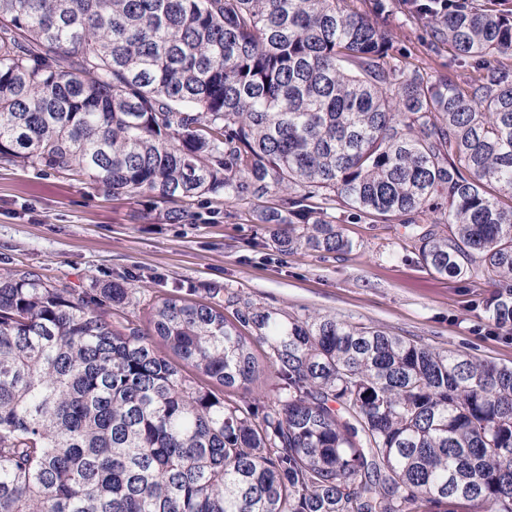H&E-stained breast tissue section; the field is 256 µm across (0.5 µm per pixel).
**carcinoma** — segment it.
Returning <instances> with one entry per match:
<instances>
[{"instance_id":"obj_1","label":"carcinoma","mask_w":512,"mask_h":512,"mask_svg":"<svg viewBox=\"0 0 512 512\" xmlns=\"http://www.w3.org/2000/svg\"><path fill=\"white\" fill-rule=\"evenodd\" d=\"M400 8L448 73L387 0H0V159L171 224L275 196L285 252H351L338 210L396 221L512 335V13ZM208 293L143 326L122 284L0 272V512H512V366ZM395 3L397 2H393V8L388 17V27L397 33L401 47L411 54V61L422 72L447 73V49H442L439 53L431 52L428 48L429 38L426 26L420 21L404 16L394 6ZM274 384V377L266 371L260 374L252 384L231 391L229 396L231 399L241 403L250 402L254 399L262 398L273 388Z\"/></svg>"}]
</instances>
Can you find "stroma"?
Here are the masks:
<instances>
[{
  "mask_svg": "<svg viewBox=\"0 0 512 512\" xmlns=\"http://www.w3.org/2000/svg\"><path fill=\"white\" fill-rule=\"evenodd\" d=\"M388 26L427 73L448 70L425 25L392 9ZM215 217L172 224L150 203L130 204L66 175L0 161V270L28 266L62 288L119 282L149 296L205 300L209 288L291 314L331 313L439 351L512 365V337L473 309L484 285L441 277L419 261L403 228L346 219L344 255L284 253L244 201Z\"/></svg>",
  "mask_w": 512,
  "mask_h": 512,
  "instance_id": "35a3bbf8",
  "label": "stroma"
}]
</instances>
